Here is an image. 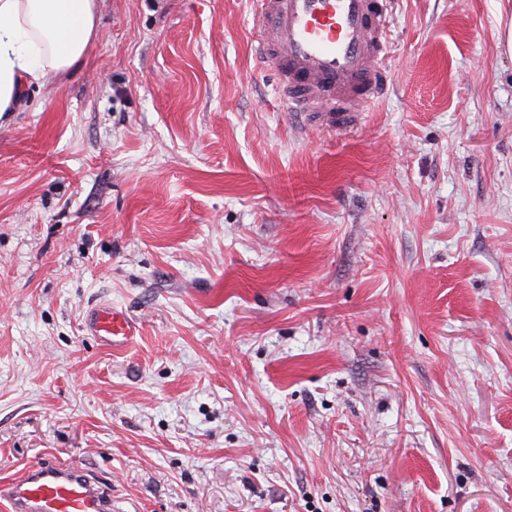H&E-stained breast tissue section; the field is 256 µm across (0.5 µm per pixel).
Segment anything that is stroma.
Wrapping results in <instances>:
<instances>
[{
  "label": "stroma",
  "instance_id": "35a3bbf8",
  "mask_svg": "<svg viewBox=\"0 0 512 512\" xmlns=\"http://www.w3.org/2000/svg\"><path fill=\"white\" fill-rule=\"evenodd\" d=\"M252 0H99L0 114V483L115 512H512V0H393L388 87L305 124ZM140 333L98 344L86 315ZM88 328L104 345L115 348L137 336L138 327L123 310L104 305L95 308L88 318ZM10 512H112V497L75 465L47 462L0 484Z\"/></svg>",
  "mask_w": 512,
  "mask_h": 512
}]
</instances>
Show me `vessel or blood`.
Here are the masks:
<instances>
[{
    "mask_svg": "<svg viewBox=\"0 0 512 512\" xmlns=\"http://www.w3.org/2000/svg\"><path fill=\"white\" fill-rule=\"evenodd\" d=\"M262 32L256 56L270 65L278 93L315 124L339 129L369 111L387 86L389 0H254ZM104 345L127 344L138 327L104 305L88 318ZM9 512H112L110 494L75 465L47 462L0 484Z\"/></svg>",
    "mask_w": 512,
    "mask_h": 512,
    "instance_id": "1",
    "label": "vessel or blood"
}]
</instances>
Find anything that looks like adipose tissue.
I'll use <instances>...</instances> for the list:
<instances>
[{"label": "adipose tissue", "instance_id": "obj_1", "mask_svg": "<svg viewBox=\"0 0 512 512\" xmlns=\"http://www.w3.org/2000/svg\"><path fill=\"white\" fill-rule=\"evenodd\" d=\"M98 35V0H0V113L71 70Z\"/></svg>", "mask_w": 512, "mask_h": 512}]
</instances>
